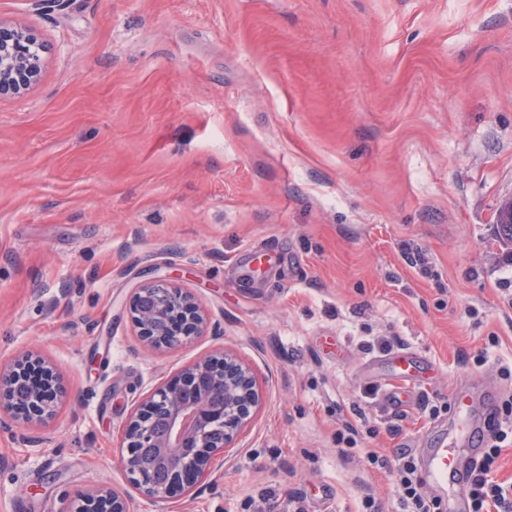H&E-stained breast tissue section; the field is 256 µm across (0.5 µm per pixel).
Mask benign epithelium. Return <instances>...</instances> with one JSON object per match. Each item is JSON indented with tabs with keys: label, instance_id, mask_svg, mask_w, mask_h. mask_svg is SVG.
Masks as SVG:
<instances>
[{
	"label": "benign epithelium",
	"instance_id": "benign-epithelium-1",
	"mask_svg": "<svg viewBox=\"0 0 512 512\" xmlns=\"http://www.w3.org/2000/svg\"><path fill=\"white\" fill-rule=\"evenodd\" d=\"M48 46L31 28L0 18V100L22 99L42 79ZM127 309L144 347L163 353L208 333L220 335L195 295L166 275L134 289ZM57 367L34 352L0 361V427L27 434L45 426L67 398ZM261 406L256 377L222 347L194 360L157 386L128 418L119 441L127 483L158 512L178 495L194 496L224 473L226 452L236 447ZM66 512H133L130 497L108 484L74 493Z\"/></svg>",
	"mask_w": 512,
	"mask_h": 512
}]
</instances>
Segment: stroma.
<instances>
[{"label": "stroma", "mask_w": 512, "mask_h": 512, "mask_svg": "<svg viewBox=\"0 0 512 512\" xmlns=\"http://www.w3.org/2000/svg\"><path fill=\"white\" fill-rule=\"evenodd\" d=\"M0 17L51 47L41 83L0 101V359L37 350L69 391L39 446L0 429V512L125 486L127 418L220 345L262 404L174 512H403L402 456L437 447L453 388L512 400L495 225L512 0H0ZM152 269L223 341L143 351L125 305ZM397 352L423 381L393 409L376 375Z\"/></svg>", "instance_id": "35a3bbf8"}]
</instances>
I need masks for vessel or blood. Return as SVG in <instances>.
Here are the masks:
<instances>
[{
  "mask_svg": "<svg viewBox=\"0 0 512 512\" xmlns=\"http://www.w3.org/2000/svg\"><path fill=\"white\" fill-rule=\"evenodd\" d=\"M477 395L487 403L495 398L488 385L477 390L461 388L455 392L450 405L448 440L441 447L432 449L428 460L429 477L449 512H467L465 490L483 451L486 432L473 416V398Z\"/></svg>",
  "mask_w": 512,
  "mask_h": 512,
  "instance_id": "vessel-or-blood-1",
  "label": "vessel or blood"
}]
</instances>
